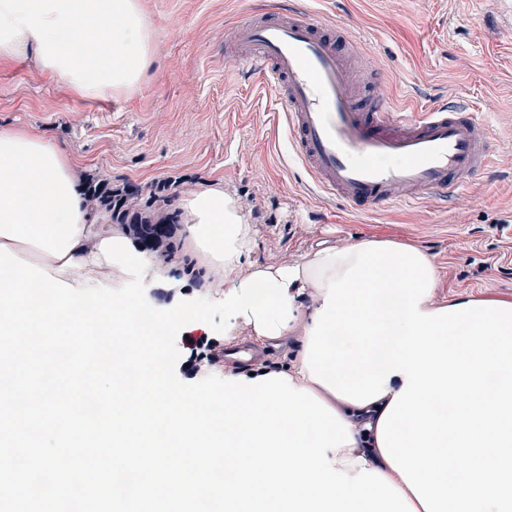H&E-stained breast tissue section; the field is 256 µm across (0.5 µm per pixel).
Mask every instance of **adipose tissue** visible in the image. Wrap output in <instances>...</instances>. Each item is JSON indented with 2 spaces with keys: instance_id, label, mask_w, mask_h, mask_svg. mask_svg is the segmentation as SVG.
Instances as JSON below:
<instances>
[{
  "instance_id": "obj_1",
  "label": "adipose tissue",
  "mask_w": 512,
  "mask_h": 512,
  "mask_svg": "<svg viewBox=\"0 0 512 512\" xmlns=\"http://www.w3.org/2000/svg\"><path fill=\"white\" fill-rule=\"evenodd\" d=\"M151 42L141 0H0V63L32 56L82 98L138 89ZM179 209L200 289L224 287L225 340L297 341L293 384L349 423L337 469L380 471L416 512H512V299L436 301L433 258L388 239L246 262L253 230L219 180ZM0 244L79 289L147 269L175 285L122 225L93 222L74 160L35 128L0 127Z\"/></svg>"
}]
</instances>
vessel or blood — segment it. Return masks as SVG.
I'll return each mask as SVG.
<instances>
[{"mask_svg":"<svg viewBox=\"0 0 512 512\" xmlns=\"http://www.w3.org/2000/svg\"><path fill=\"white\" fill-rule=\"evenodd\" d=\"M351 31L299 6L252 10L228 27L224 55L275 95L288 140L313 186L358 211L455 197L491 168L494 143L464 102L409 111L355 93Z\"/></svg>","mask_w":512,"mask_h":512,"instance_id":"b4317fda","label":"vessel or blood"}]
</instances>
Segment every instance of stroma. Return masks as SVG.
I'll return each mask as SVG.
<instances>
[{
  "label": "stroma",
  "instance_id": "35a3bbf8",
  "mask_svg": "<svg viewBox=\"0 0 512 512\" xmlns=\"http://www.w3.org/2000/svg\"><path fill=\"white\" fill-rule=\"evenodd\" d=\"M152 61L136 92L90 100L31 62L0 65V125L40 128L78 161L80 181L149 199L168 182L169 212L222 180L255 235L248 262H293L359 237L418 246L437 263V300L512 299V11L500 0H301L357 34L354 54L390 106L466 100L488 122L494 174L453 201L355 212L315 193L299 170L271 91L224 59L225 30L272 0H141Z\"/></svg>",
  "mask_w": 512,
  "mask_h": 512
}]
</instances>
